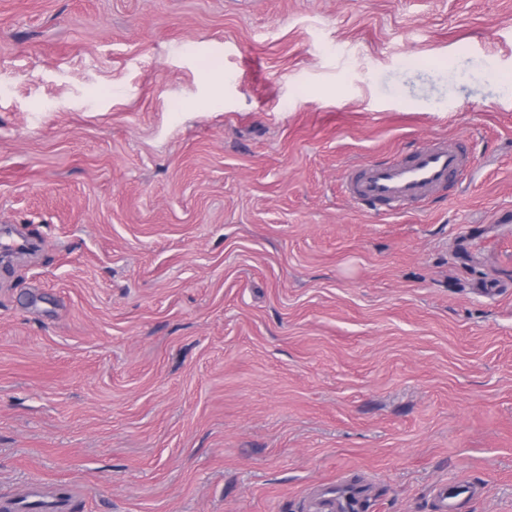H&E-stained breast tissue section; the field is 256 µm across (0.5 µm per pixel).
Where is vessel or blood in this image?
Here are the masks:
<instances>
[{
  "label": "vessel or blood",
  "mask_w": 512,
  "mask_h": 512,
  "mask_svg": "<svg viewBox=\"0 0 512 512\" xmlns=\"http://www.w3.org/2000/svg\"><path fill=\"white\" fill-rule=\"evenodd\" d=\"M470 163L462 148L436 142L414 150L401 161L351 166L343 178V188L355 200L398 207L433 196L453 183ZM474 493V487L463 479L437 484V512H458L460 502Z\"/></svg>",
  "instance_id": "vessel-or-blood-1"
}]
</instances>
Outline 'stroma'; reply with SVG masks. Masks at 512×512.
Returning a JSON list of instances; mask_svg holds the SVG:
<instances>
[{
    "label": "stroma",
    "instance_id": "obj_1",
    "mask_svg": "<svg viewBox=\"0 0 512 512\" xmlns=\"http://www.w3.org/2000/svg\"><path fill=\"white\" fill-rule=\"evenodd\" d=\"M0 226L1 498L512 512V0H0ZM470 164L471 158L462 148L435 142L401 161L351 166L343 178V188L360 202L398 207L433 196ZM475 491V487L463 479L437 484L434 488L437 512H457L460 502L471 498Z\"/></svg>",
    "mask_w": 512,
    "mask_h": 512
}]
</instances>
